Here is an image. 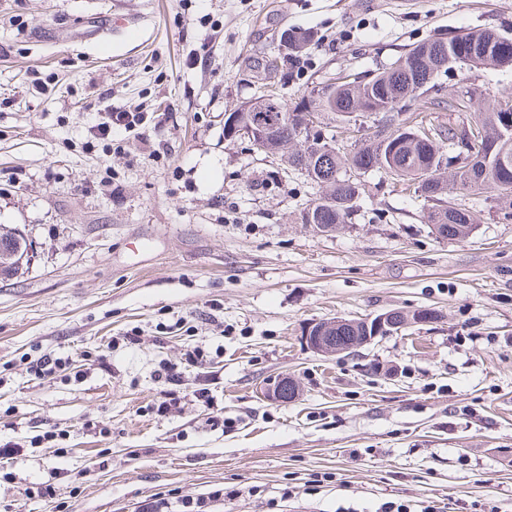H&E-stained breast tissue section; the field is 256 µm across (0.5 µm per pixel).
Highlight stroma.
I'll use <instances>...</instances> for the list:
<instances>
[{"mask_svg": "<svg viewBox=\"0 0 512 512\" xmlns=\"http://www.w3.org/2000/svg\"><path fill=\"white\" fill-rule=\"evenodd\" d=\"M469 27L512 36V0H0V224L35 252L0 279V439L24 450L0 512H55L25 493L42 482L65 512L218 487L238 495L210 512H512V220L471 195L474 233L436 239L374 171L325 235L300 221L304 173L224 137L284 30L311 35L267 75L292 102ZM470 78L485 103L512 93L490 67L435 82ZM107 112L149 120L107 151L89 142ZM390 309L435 317L349 354L306 345ZM193 348L181 413L158 416L159 373ZM46 355L67 364L36 379ZM277 375L295 400L262 397Z\"/></svg>", "mask_w": 512, "mask_h": 512, "instance_id": "obj_1", "label": "stroma"}]
</instances>
